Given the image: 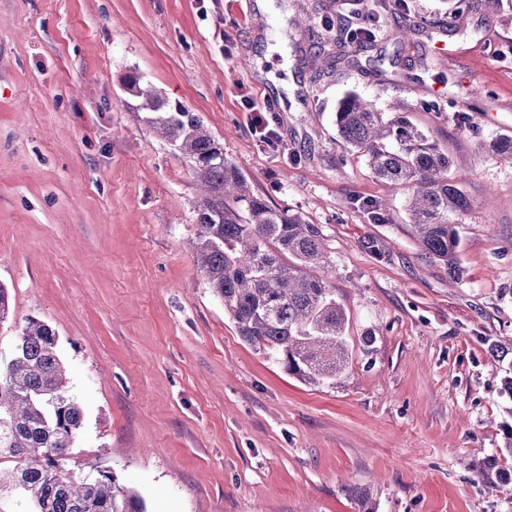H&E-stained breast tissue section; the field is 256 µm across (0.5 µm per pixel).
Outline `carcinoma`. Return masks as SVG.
I'll list each match as a JSON object with an SVG mask.
<instances>
[{"mask_svg":"<svg viewBox=\"0 0 512 512\" xmlns=\"http://www.w3.org/2000/svg\"><path fill=\"white\" fill-rule=\"evenodd\" d=\"M125 89L190 163L201 190L197 265L241 339L301 381L336 385L349 365L345 313L328 285L319 228L252 192L198 113L171 103L136 74L126 77ZM335 122L376 177L407 190L410 235L422 252L460 277L455 217L469 200L448 177V154L403 113L382 112L357 94L341 100ZM83 421L82 406L68 394L55 331L28 320L13 355L0 362V500L16 498L26 512H147L144 499L116 476L65 467Z\"/></svg>","mask_w":512,"mask_h":512,"instance_id":"carcinoma-1","label":"carcinoma"}]
</instances>
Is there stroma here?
<instances>
[{"mask_svg": "<svg viewBox=\"0 0 512 512\" xmlns=\"http://www.w3.org/2000/svg\"><path fill=\"white\" fill-rule=\"evenodd\" d=\"M361 18L375 40L343 43L340 20ZM401 25L416 35L394 41ZM131 73L321 229L350 353L335 385L238 335L187 248L190 165ZM350 92L402 107L448 154L470 199L460 278L339 137ZM252 102L276 106L270 139ZM511 139L512 0H0V360L28 319L55 330L85 411L69 468L114 473L148 512H359L358 489L374 512H512V362L492 354L512 349V165L490 148Z\"/></svg>", "mask_w": 512, "mask_h": 512, "instance_id": "35a3bbf8", "label": "stroma"}]
</instances>
